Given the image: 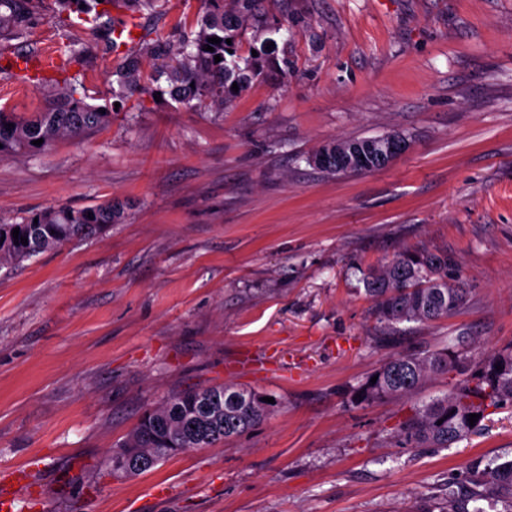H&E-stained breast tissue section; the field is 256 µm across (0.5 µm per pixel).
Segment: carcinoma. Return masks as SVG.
<instances>
[{
    "label": "carcinoma",
    "mask_w": 512,
    "mask_h": 512,
    "mask_svg": "<svg viewBox=\"0 0 512 512\" xmlns=\"http://www.w3.org/2000/svg\"><path fill=\"white\" fill-rule=\"evenodd\" d=\"M58 17L77 13L88 23L110 18L107 28L109 48H114L112 32L122 19L112 17L110 8L119 6L131 13L155 11L161 0H57ZM259 0H203V11L195 25L198 30L183 37V50L167 55L164 37H157L145 51L166 61L158 76H166L170 94L184 108L193 110L208 104L224 110V100L234 95L232 85L239 90L247 88L263 73V56L228 61L229 51L236 50V42L246 15L252 13ZM29 0H0V36L20 38L28 14ZM218 37L214 51L205 50L208 39ZM231 43H226V40ZM84 43L68 38L61 53L63 65L82 60ZM221 61L215 62L214 56ZM119 92L126 93L153 89L141 84L137 57L125 55L116 69ZM112 120V113H100V106L77 96L75 87L64 93V100L43 112L28 116L0 108V159L18 155L40 154L52 149L64 138H77L98 131ZM43 139L39 146L32 141ZM125 218V204L108 200L93 207H46L21 217V221L0 222V267H20L32 257L54 250L76 240L102 234L110 226ZM27 244H14L12 230ZM451 261L443 253L406 251L386 261L382 268L365 278V295L374 303L381 319L389 324L433 322L457 314L464 306L467 290L456 278L448 281ZM501 369H496V366ZM457 371L464 379L453 386L448 395L432 400L404 421L400 427V444L404 448H448L470 437L481 429V421L488 410L512 404V347H506L479 360L468 351L453 346L421 354L398 353L389 357L374 371L376 383L366 379L351 393L354 402L371 403L384 398H400L415 393L430 377ZM198 403L196 415L209 424L210 447L228 438L238 436L270 413L274 405L255 400L254 392L224 384L206 388H190L169 397L150 410L154 420L169 437L147 439L143 425L137 424L120 444L122 448H140L143 456L162 461L168 458V448L178 442L190 422V417L178 415L177 408L187 403ZM479 415L469 424V415ZM439 512H512V459L474 460L467 480L448 485L446 506Z\"/></svg>",
    "instance_id": "carcinoma-1"
}]
</instances>
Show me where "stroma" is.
Instances as JSON below:
<instances>
[{"mask_svg": "<svg viewBox=\"0 0 512 512\" xmlns=\"http://www.w3.org/2000/svg\"><path fill=\"white\" fill-rule=\"evenodd\" d=\"M202 0L140 16L181 47ZM24 38L0 40V107L42 111L62 85L20 82L19 57L87 47L66 74L112 101L121 62L102 29L31 0ZM273 44L223 111L187 110L166 80L111 123L41 155L0 160V219L129 202L102 235L0 269V471L37 463L22 512H418L478 457L512 459V405L448 448H403L400 422L458 382L371 404L350 392L393 352L465 337L512 345V0H264L236 44ZM404 134L386 168L332 174L335 139ZM445 252L459 314L389 326L364 294L398 253ZM276 399L249 431L124 476L103 462L143 412L193 386Z\"/></svg>", "mask_w": 512, "mask_h": 512, "instance_id": "stroma-1", "label": "stroma"}]
</instances>
